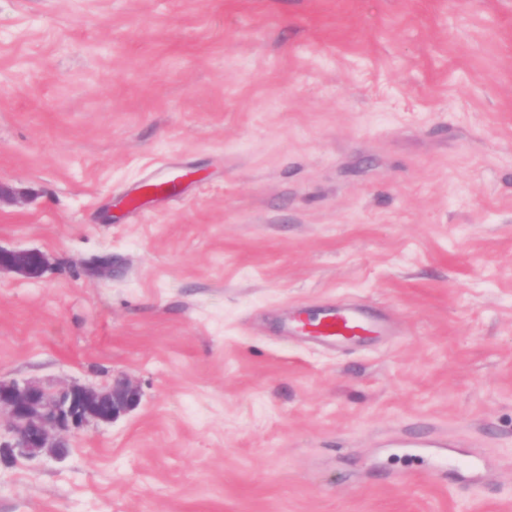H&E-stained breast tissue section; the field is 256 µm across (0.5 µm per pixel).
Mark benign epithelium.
Here are the masks:
<instances>
[{"label":"benign epithelium","instance_id":"1","mask_svg":"<svg viewBox=\"0 0 512 512\" xmlns=\"http://www.w3.org/2000/svg\"><path fill=\"white\" fill-rule=\"evenodd\" d=\"M46 268L45 255L35 249L0 248V271L28 279H39ZM139 390L128 379L112 382L106 390L69 385L53 392L35 384L0 381V414H8L9 439L1 448H18L21 453L61 454L64 436L91 423H108L139 404Z\"/></svg>","mask_w":512,"mask_h":512}]
</instances>
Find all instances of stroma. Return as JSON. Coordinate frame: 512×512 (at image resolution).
I'll return each instance as SVG.
<instances>
[{
  "instance_id": "stroma-1",
  "label": "stroma",
  "mask_w": 512,
  "mask_h": 512,
  "mask_svg": "<svg viewBox=\"0 0 512 512\" xmlns=\"http://www.w3.org/2000/svg\"><path fill=\"white\" fill-rule=\"evenodd\" d=\"M0 186V381L141 392L0 512H512V0H0ZM46 268L45 255L35 249L5 250L0 248V271H12L28 279H39ZM312 328V332L309 330ZM292 329L312 334L315 338L332 347L364 340L371 334L383 331L384 323L377 316L361 308H331L319 317L310 320L298 315L290 323Z\"/></svg>"
}]
</instances>
